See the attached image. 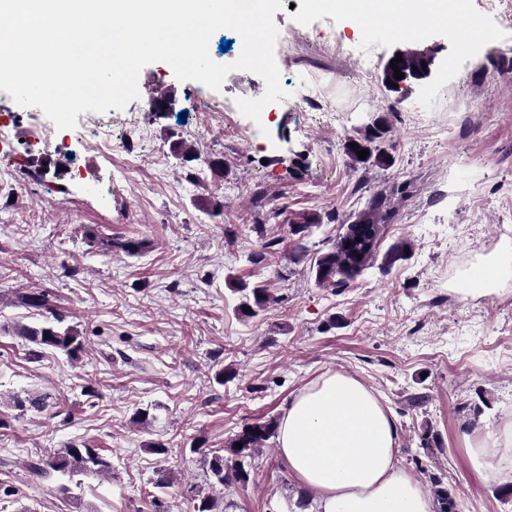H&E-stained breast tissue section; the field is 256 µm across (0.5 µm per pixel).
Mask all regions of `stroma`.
<instances>
[{"label":"stroma","instance_id":"35a3bbf8","mask_svg":"<svg viewBox=\"0 0 512 512\" xmlns=\"http://www.w3.org/2000/svg\"><path fill=\"white\" fill-rule=\"evenodd\" d=\"M292 2L274 15L288 36L275 50L289 100L268 104L261 123L235 104L264 94L259 75L232 71L214 91L158 61L125 108L175 100V111L148 113L150 139L108 163L75 146L77 181L36 154L0 159V512H153L159 480L168 512H190L198 494L223 512H311L276 440L252 456L244 486L210 484L208 462L220 450L233 463L243 427L280 418L337 371L391 410L398 462L425 492L447 490L461 512H512V480L477 474L466 442L512 424V278L490 295L462 283L512 245V27L467 0L493 39L464 47L432 30V73L400 94L382 69L413 38L368 42L352 17ZM337 38L370 45V70L337 55ZM309 94L319 111L301 107ZM378 118L385 162H354L347 140ZM180 141L192 161L176 158ZM374 197L373 260L319 285L316 259ZM312 216L310 234H292ZM275 235L283 244L264 249ZM131 238L147 250L127 254ZM259 251L264 261L250 263ZM235 280L265 284L267 308L242 314ZM32 293L75 329L76 355L34 356L14 335L33 321ZM18 397L46 405L21 410ZM73 440L104 449L111 474L75 475L63 491L32 476L31 458Z\"/></svg>","mask_w":512,"mask_h":512}]
</instances>
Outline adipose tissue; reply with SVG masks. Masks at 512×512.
I'll list each match as a JSON object with an SVG mask.
<instances>
[{"label": "adipose tissue", "mask_w": 512, "mask_h": 512, "mask_svg": "<svg viewBox=\"0 0 512 512\" xmlns=\"http://www.w3.org/2000/svg\"><path fill=\"white\" fill-rule=\"evenodd\" d=\"M426 7L438 26L464 0H310L313 10L349 15H394ZM278 449L297 485L311 494L315 512H435L432 499L400 467L398 428L376 393L354 376L324 374L288 402L278 424ZM475 469L486 478L500 471L487 447L512 454V431L468 440Z\"/></svg>", "instance_id": "obj_1"}]
</instances>
